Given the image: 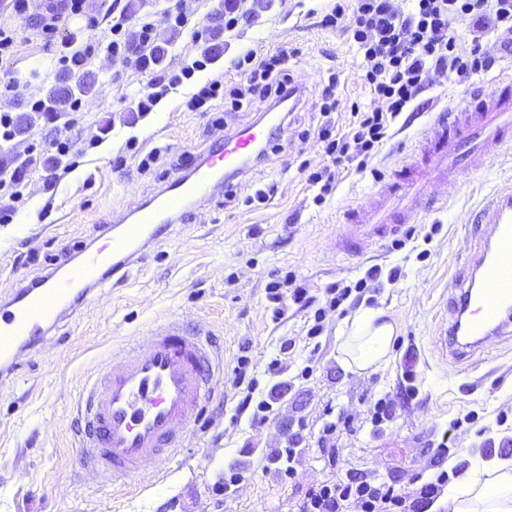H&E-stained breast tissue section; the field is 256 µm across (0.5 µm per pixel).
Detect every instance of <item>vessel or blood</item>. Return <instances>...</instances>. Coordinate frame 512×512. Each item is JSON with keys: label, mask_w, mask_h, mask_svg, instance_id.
Segmentation results:
<instances>
[{"label": "vessel or blood", "mask_w": 512, "mask_h": 512, "mask_svg": "<svg viewBox=\"0 0 512 512\" xmlns=\"http://www.w3.org/2000/svg\"><path fill=\"white\" fill-rule=\"evenodd\" d=\"M280 109L229 137L187 174L150 200L112 215V235L81 251L63 274L49 273L34 285H20L0 299V379L20 368L57 325L71 316L110 277L141 260L162 227L185 208L213 197L240 173L271 131L281 128ZM512 146V79L481 86L449 113L432 138L420 144L428 163L402 162L392 180L365 204L346 211L342 244L352 258L370 242L396 235L422 208L430 179L453 181L477 173L483 156ZM477 221L485 232L449 299L451 318L439 338L442 354L462 360L493 336L512 337V184L498 188L481 206ZM213 362L198 332L170 321L150 328L145 347L130 346L119 363L98 371L79 405L85 423L79 435L84 466L113 478L131 476L146 458L176 453L192 416L212 391Z\"/></svg>", "instance_id": "vessel-or-blood-1"}]
</instances>
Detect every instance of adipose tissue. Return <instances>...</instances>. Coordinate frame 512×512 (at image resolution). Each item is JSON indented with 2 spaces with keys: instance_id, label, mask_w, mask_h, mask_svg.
<instances>
[{
  "instance_id": "obj_1",
  "label": "adipose tissue",
  "mask_w": 512,
  "mask_h": 512,
  "mask_svg": "<svg viewBox=\"0 0 512 512\" xmlns=\"http://www.w3.org/2000/svg\"><path fill=\"white\" fill-rule=\"evenodd\" d=\"M378 309L357 312L339 347L342 360L359 372L378 367L394 339V327ZM436 512H512V459L492 457L451 481Z\"/></svg>"
}]
</instances>
